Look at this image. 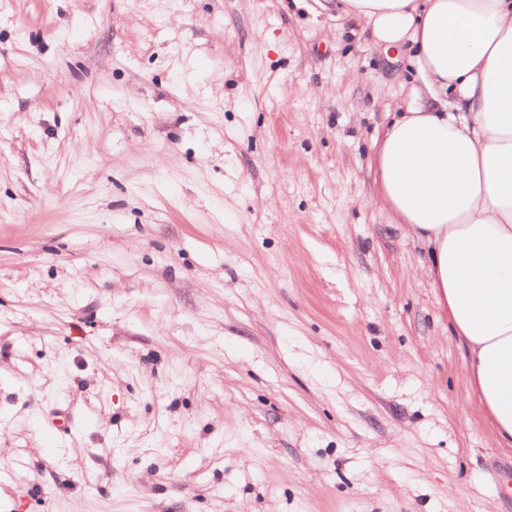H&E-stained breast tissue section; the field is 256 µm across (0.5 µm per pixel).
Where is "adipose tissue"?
Here are the masks:
<instances>
[{
	"mask_svg": "<svg viewBox=\"0 0 512 512\" xmlns=\"http://www.w3.org/2000/svg\"><path fill=\"white\" fill-rule=\"evenodd\" d=\"M372 46L410 48L430 100L375 143L381 203L432 248L476 405L512 447V0H342Z\"/></svg>",
	"mask_w": 512,
	"mask_h": 512,
	"instance_id": "obj_1",
	"label": "adipose tissue"
}]
</instances>
